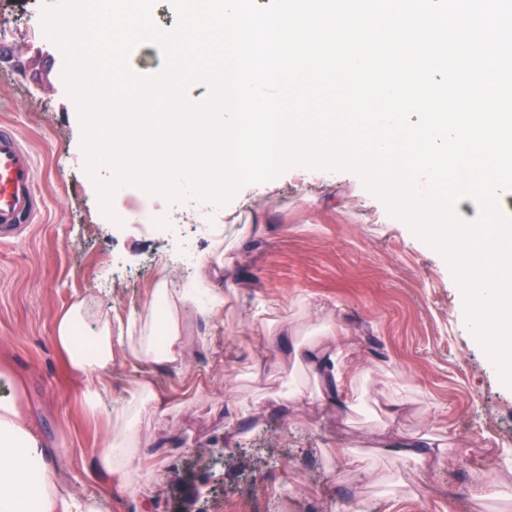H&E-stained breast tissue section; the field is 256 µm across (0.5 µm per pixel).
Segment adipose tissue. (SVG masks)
<instances>
[{
	"label": "adipose tissue",
	"instance_id": "1",
	"mask_svg": "<svg viewBox=\"0 0 512 512\" xmlns=\"http://www.w3.org/2000/svg\"><path fill=\"white\" fill-rule=\"evenodd\" d=\"M223 246V241H212L196 266L193 287L159 288L142 321L129 322L125 329L113 330L110 317L104 315L95 324H88L81 301L72 303L58 317L54 339L69 371L85 383L83 404L88 412L101 408L110 394L105 380L112 371L113 346L125 347L131 358L159 370L183 365L191 321L218 315L224 307V293L216 287L227 264ZM324 337L328 346L298 345L292 355L316 369L323 384L319 392L323 401L353 405L355 392L330 344L335 337L333 329H325ZM163 406V399L150 383L138 384L113 410V426L94 461L98 473L118 477L136 512H152L151 502L140 496L136 479L145 452L141 421L160 414ZM0 512H103L100 498L78 494L58 476L41 436L12 396L0 397Z\"/></svg>",
	"mask_w": 512,
	"mask_h": 512
}]
</instances>
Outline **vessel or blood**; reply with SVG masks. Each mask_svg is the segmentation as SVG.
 Instances as JSON below:
<instances>
[{"mask_svg": "<svg viewBox=\"0 0 512 512\" xmlns=\"http://www.w3.org/2000/svg\"><path fill=\"white\" fill-rule=\"evenodd\" d=\"M33 154L10 125L0 126V240L21 238L41 211Z\"/></svg>", "mask_w": 512, "mask_h": 512, "instance_id": "vessel-or-blood-1", "label": "vessel or blood"}]
</instances>
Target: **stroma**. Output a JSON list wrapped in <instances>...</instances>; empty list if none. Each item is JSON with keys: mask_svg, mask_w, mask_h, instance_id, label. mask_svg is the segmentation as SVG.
<instances>
[{"mask_svg": "<svg viewBox=\"0 0 512 512\" xmlns=\"http://www.w3.org/2000/svg\"><path fill=\"white\" fill-rule=\"evenodd\" d=\"M56 0H0V125H13L39 172L43 208L20 239L0 241V368L34 423L50 460L107 512H132L116 477L92 469L109 428V409L86 413L82 384L55 341L58 316L74 301L109 311L113 323L142 316L162 278L184 281V239L206 252L191 196L159 200L140 186L115 192V223H103L88 173L79 109L63 78L65 57L31 27ZM29 67L17 66V59ZM262 210L260 234L238 239L224 281L222 313L192 324L206 350L178 370H156L114 349L106 383L120 405L151 381L169 411L142 431L164 452L144 456L141 490L154 512H512V386L489 361L468 322L464 293L445 257L418 237L353 171L293 165L271 192L240 187L228 210ZM264 298L258 310L255 298ZM293 324L292 340H316L325 324L351 339L343 362L362 396L336 409L314 398L313 371L287 353L248 345L250 336ZM309 395L282 407L295 386ZM238 407L227 417L226 404ZM396 416L385 436L374 416ZM430 436L448 450L443 465L412 470L380 452L381 442ZM483 463L470 465V454ZM506 498L486 499L488 487Z\"/></svg>", "mask_w": 512, "mask_h": 512, "instance_id": "1", "label": "stroma"}]
</instances>
